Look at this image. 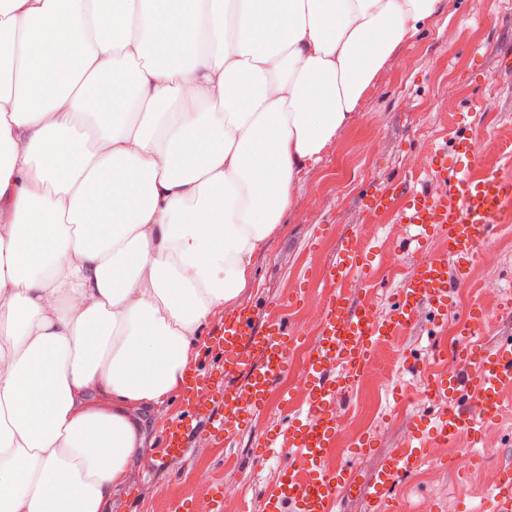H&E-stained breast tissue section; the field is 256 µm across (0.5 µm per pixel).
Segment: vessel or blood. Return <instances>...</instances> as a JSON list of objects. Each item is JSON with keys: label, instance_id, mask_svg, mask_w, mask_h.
<instances>
[{"label": "vessel or blood", "instance_id": "b4317fda", "mask_svg": "<svg viewBox=\"0 0 512 512\" xmlns=\"http://www.w3.org/2000/svg\"><path fill=\"white\" fill-rule=\"evenodd\" d=\"M455 150L462 153L461 161L451 164L442 155L426 165L428 175L444 188L441 197L409 188L398 178L365 202L370 212L394 213L414 241L436 237L446 244L417 262L396 289L386 319L373 312L374 282L356 228L341 237L323 276L330 291L301 373L304 394L298 404L289 405L285 429L268 431L256 446L259 462L281 449L290 451V463L279 470L261 512H335L341 497L361 491L371 512H380L399 479L415 471L430 449L446 446L462 431L479 433L502 418V390L512 385V338L492 345L479 340L483 312L474 306L458 318L456 328L458 353L468 371L439 373L423 393L440 406L429 431L413 426L408 443L392 449L364 481L351 467L329 470L323 465L325 449L336 440L337 395L356 380L380 339L412 328L425 311L433 326L444 325L454 290L468 286L473 262L495 239L512 203L511 180L491 168L472 174L476 148L469 140L456 142ZM267 306L263 300L225 315L214 331L212 348L222 363L214 370L197 366L188 372L180 394L183 410L162 432L165 461L180 460L192 445L207 440L220 438L232 445L264 409L273 384L291 369L299 335L285 319L260 320ZM484 512H512V466L501 468L498 482L486 492Z\"/></svg>", "mask_w": 512, "mask_h": 512}]
</instances>
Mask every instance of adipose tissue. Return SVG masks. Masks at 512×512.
I'll list each match as a JSON object with an SVG mask.
<instances>
[{
    "label": "adipose tissue",
    "mask_w": 512,
    "mask_h": 512,
    "mask_svg": "<svg viewBox=\"0 0 512 512\" xmlns=\"http://www.w3.org/2000/svg\"><path fill=\"white\" fill-rule=\"evenodd\" d=\"M440 3L189 0L163 41L156 0H0V512H109L297 175Z\"/></svg>",
    "instance_id": "obj_1"
}]
</instances>
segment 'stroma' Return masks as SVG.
Listing matches in <instances>:
<instances>
[{
	"label": "stroma",
	"mask_w": 512,
	"mask_h": 512,
	"mask_svg": "<svg viewBox=\"0 0 512 512\" xmlns=\"http://www.w3.org/2000/svg\"><path fill=\"white\" fill-rule=\"evenodd\" d=\"M512 0H441L439 12L410 43L398 48L361 99L353 122L343 128L321 161L304 170L295 184L293 202L279 229L257 255L251 281L225 312L252 305L258 296L279 302L297 293L298 306L289 315L301 335L315 337L302 311L320 305L326 292L323 272L351 226L364 227V244L375 269H389V286L375 291L380 313L392 306V288L406 278L423 253L443 249L431 238L419 248L404 244V232L392 215L369 214L364 203L384 183L400 175L412 177L436 193L440 187L418 169L420 159L465 133L475 143V172L494 166L512 178ZM456 94H449V85ZM512 296V206L507 207L497 237L487 254L471 268V284L455 296L457 308L481 305L482 340L492 342L512 334V324L500 312ZM452 326L435 330L420 320L391 341L377 343L380 375L373 391L353 384L338 395L340 413L351 416L355 437L343 441L332 465L350 462L360 477H369L387 453L400 447L414 422L432 410L421 394L430 374L443 363L434 351L453 345ZM506 416L485 429L486 447L478 463L459 466L458 456L473 447L474 437L463 431L450 446L446 460L425 462L395 489L403 512L421 501L436 512H459L469 504L480 512L483 496L497 481L502 464L512 462V386L503 391ZM272 402L252 422L239 443L191 448L180 461L161 466L152 478L136 467L132 481L112 496L111 512H210L218 485L236 487L239 496L222 500L220 512H260L261 501L278 471L287 465L280 455L255 469L244 468L256 440L276 428L282 417L279 389ZM373 443L368 454H357L358 440Z\"/></svg>",
	"instance_id": "obj_1"
}]
</instances>
